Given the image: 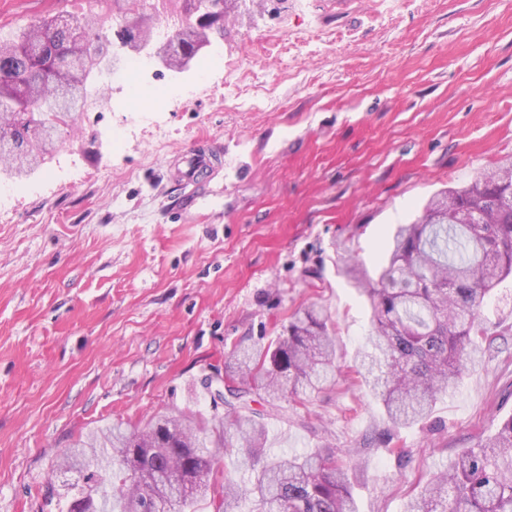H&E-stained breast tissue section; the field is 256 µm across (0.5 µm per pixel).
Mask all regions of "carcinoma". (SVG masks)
Segmentation results:
<instances>
[{
	"label": "carcinoma",
	"instance_id": "carcinoma-1",
	"mask_svg": "<svg viewBox=\"0 0 512 512\" xmlns=\"http://www.w3.org/2000/svg\"><path fill=\"white\" fill-rule=\"evenodd\" d=\"M220 0H186L182 13L224 25ZM106 21L48 17L0 37V128L14 151L0 152V174L14 175L30 161L40 130L70 126L95 85L56 70L63 53L106 48ZM512 161L468 185L435 194L419 219L389 235L374 271L348 263L342 273L370 307L368 347L360 354L361 382L374 392L391 424L409 427L433 412L439 396L457 385L461 368L479 360L498 331L481 308L512 276V189L499 185ZM439 199L470 211L469 224H435ZM329 316L311 305L288 316L266 343L240 342L220 390L225 418L197 420L162 415L130 432L115 426L90 442L64 449L56 467L83 474L65 494V512H356L344 460L331 448L281 458L267 453L263 414L254 396L273 405L320 392L336 371ZM239 456L238 470L219 480L213 449ZM407 512H512V418L485 443L464 452L440 473Z\"/></svg>",
	"mask_w": 512,
	"mask_h": 512
}]
</instances>
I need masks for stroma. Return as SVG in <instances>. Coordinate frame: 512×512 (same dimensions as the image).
Wrapping results in <instances>:
<instances>
[{"label": "stroma", "instance_id": "1", "mask_svg": "<svg viewBox=\"0 0 512 512\" xmlns=\"http://www.w3.org/2000/svg\"><path fill=\"white\" fill-rule=\"evenodd\" d=\"M88 0H0V34ZM222 61L143 101L96 81L64 132L73 155L0 208V512H61L62 450L116 423L223 418L206 385L241 340L323 307L336 379L264 408L271 454L333 448L357 512L410 497L512 417V278L484 302L505 329L429 419L393 430L352 377L369 305L342 276L373 266L433 194L512 158V0H268L224 19ZM129 125L113 150L108 131ZM214 174L183 185L184 152Z\"/></svg>", "mask_w": 512, "mask_h": 512}]
</instances>
